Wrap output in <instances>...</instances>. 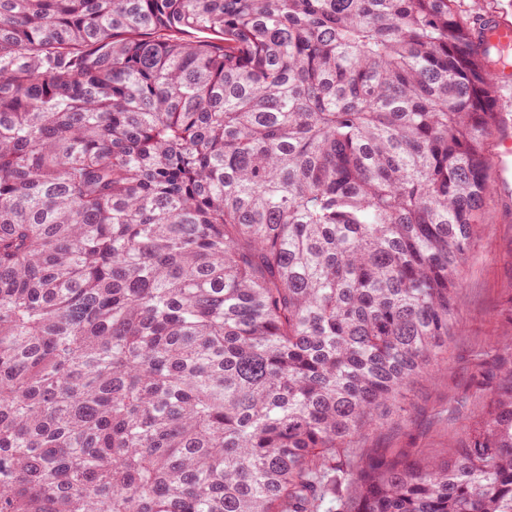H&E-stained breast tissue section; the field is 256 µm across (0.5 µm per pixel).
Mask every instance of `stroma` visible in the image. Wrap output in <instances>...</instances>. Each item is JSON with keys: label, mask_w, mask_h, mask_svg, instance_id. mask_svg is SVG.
Returning <instances> with one entry per match:
<instances>
[{"label": "stroma", "mask_w": 512, "mask_h": 512, "mask_svg": "<svg viewBox=\"0 0 512 512\" xmlns=\"http://www.w3.org/2000/svg\"><path fill=\"white\" fill-rule=\"evenodd\" d=\"M486 232L477 238L456 292L457 324L435 377L416 382L410 418L371 429L360 445L390 455L402 448L431 453L459 442L461 423L478 413L475 382L512 334V196L494 190L485 206Z\"/></svg>", "instance_id": "35a3bbf8"}]
</instances>
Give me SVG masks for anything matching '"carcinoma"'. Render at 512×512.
<instances>
[{
    "label": "carcinoma",
    "instance_id": "carcinoma-1",
    "mask_svg": "<svg viewBox=\"0 0 512 512\" xmlns=\"http://www.w3.org/2000/svg\"><path fill=\"white\" fill-rule=\"evenodd\" d=\"M492 57L460 0H0V512H512L511 336L460 443L355 447L448 347Z\"/></svg>",
    "mask_w": 512,
    "mask_h": 512
}]
</instances>
